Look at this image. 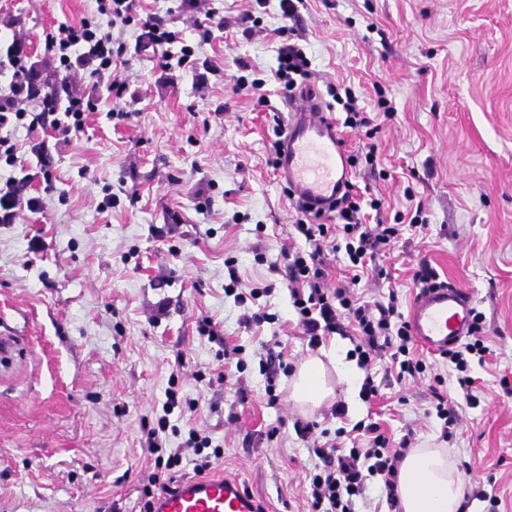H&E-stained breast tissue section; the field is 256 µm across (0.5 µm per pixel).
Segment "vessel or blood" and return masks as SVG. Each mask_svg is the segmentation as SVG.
Listing matches in <instances>:
<instances>
[{
    "instance_id": "b4317fda",
    "label": "vessel or blood",
    "mask_w": 512,
    "mask_h": 512,
    "mask_svg": "<svg viewBox=\"0 0 512 512\" xmlns=\"http://www.w3.org/2000/svg\"><path fill=\"white\" fill-rule=\"evenodd\" d=\"M288 124L277 149V170L301 204L327 210L349 180L336 125L314 97L293 94L285 99ZM473 298L449 285L427 288L414 303L409 321L416 339L440 352L470 334ZM153 512H257L254 498L238 479L216 476L179 481L159 496Z\"/></svg>"
}]
</instances>
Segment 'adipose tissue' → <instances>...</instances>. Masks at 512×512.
I'll return each mask as SVG.
<instances>
[{
    "mask_svg": "<svg viewBox=\"0 0 512 512\" xmlns=\"http://www.w3.org/2000/svg\"><path fill=\"white\" fill-rule=\"evenodd\" d=\"M320 357L303 361L292 382V397L314 409L333 389ZM402 512H462V491L456 464L439 448H414L403 458L396 478Z\"/></svg>",
    "mask_w": 512,
    "mask_h": 512,
    "instance_id": "ef3b65f1",
    "label": "adipose tissue"
}]
</instances>
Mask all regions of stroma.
Here are the masks:
<instances>
[{
  "label": "stroma",
  "mask_w": 512,
  "mask_h": 512,
  "mask_svg": "<svg viewBox=\"0 0 512 512\" xmlns=\"http://www.w3.org/2000/svg\"><path fill=\"white\" fill-rule=\"evenodd\" d=\"M212 5L224 26L206 38L181 0H142L198 43L193 69L163 67L158 47L135 51L137 25L113 29L128 47L113 66L123 93L100 92L83 129L55 147L49 177L37 175L32 150L43 131L0 126L22 158L0 163V186L32 175L27 192L42 201L0 224V323L19 338L16 365L0 369V512H139L142 427L161 413L173 376L196 408L172 414L168 447L203 430L224 450L213 475L237 478L264 512H308L314 441L359 422L379 423L394 442L448 449L464 512H485L479 490L512 512V0H304L292 21L278 0ZM246 12L257 26L241 25ZM95 16V0H0V57L23 39L49 78L46 33ZM289 41L318 90L349 87L373 118L343 135L350 153L376 152V166L359 164L352 181L383 200L380 221L417 212L426 221L377 255L356 293L397 295L409 313L424 265L467 290L490 348L471 370L476 405L440 356L425 354L424 377L401 382L386 356L358 368L353 337L313 347L304 335L283 251L306 244L267 164L287 117L270 77ZM243 66L267 79V102L233 92ZM232 269L242 288L271 287L275 322L243 323L244 305L224 293ZM270 349L292 369L335 352L358 380L334 378L335 398L303 413L288 376L261 369ZM369 375L380 395L368 402ZM437 375L460 418L448 437L431 414ZM271 380L282 393L274 407ZM300 423L315 424L311 437Z\"/></svg>",
  "instance_id": "stroma-1"
}]
</instances>
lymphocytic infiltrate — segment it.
<instances>
[{"label":"lymphocytic infiltrate","mask_w":512,"mask_h":512,"mask_svg":"<svg viewBox=\"0 0 512 512\" xmlns=\"http://www.w3.org/2000/svg\"><path fill=\"white\" fill-rule=\"evenodd\" d=\"M97 11L103 15V22L63 24L57 31L46 34L45 50L59 62L53 86L45 88L37 83L23 45L11 44L7 56L12 75L8 87H0V125L27 118L35 128L49 125L65 134L82 129L94 104L91 97L73 91L71 72L74 67H86L100 79L111 73L114 60L127 51L125 44L115 43L112 38L115 26L138 24L141 32L136 44L140 47L179 44L176 33L167 28L161 17L141 15L140 0H97ZM179 46V53L164 54V63L173 62L180 67L194 65L195 47ZM308 66L302 49L288 44L279 51L273 77L284 91L290 92L307 80ZM381 205L380 199L368 200L348 190L336 202L334 223L316 224L305 212H298L294 230L312 250L292 254L288 288L311 345L319 344L321 334L351 325L359 336L354 349L359 366L368 368L374 356L388 352L398 380L403 381L424 374L427 365L416 354L410 325L399 312L396 300L367 304L355 298L348 287L330 286L318 253L323 244L332 243L334 249L344 250L349 270L363 271L368 258L401 232L397 224L364 223L363 207L377 210ZM178 395L176 386H169L162 416L157 418L155 426L144 431L146 448L153 461V471L142 489L148 501L156 493L168 490L185 453H192L193 471L198 476L211 471L213 460L224 454L223 449L213 447L209 436L193 428L189 429L183 447H163L161 435L170 426L169 416L179 403ZM355 428L369 434L367 447L343 449L334 443L315 447L314 453L321 464L308 475L312 512H357L356 505L365 495L367 482L374 477L381 478L384 484L391 512H398L396 477L407 442L393 444L375 423L359 422Z\"/></svg>","instance_id":"obj_1"}]
</instances>
